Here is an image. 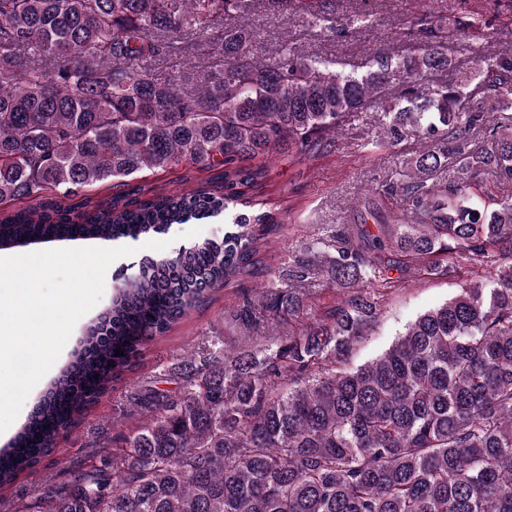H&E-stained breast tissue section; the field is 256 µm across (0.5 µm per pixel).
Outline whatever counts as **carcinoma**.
<instances>
[{
	"label": "carcinoma",
	"mask_w": 512,
	"mask_h": 512,
	"mask_svg": "<svg viewBox=\"0 0 512 512\" xmlns=\"http://www.w3.org/2000/svg\"><path fill=\"white\" fill-rule=\"evenodd\" d=\"M339 0H0V244L135 239L224 215L231 228L119 273L109 308L71 363L0 448L11 487L61 432L113 389L145 346L218 288L253 273L278 214L256 209L269 165L319 155L388 88L378 148L426 143L383 192L403 214L362 219L347 247L326 240L242 294L218 330L179 358L173 391L145 388L121 446L103 448L39 498L38 512H512V195L472 200L485 174L512 184V52L478 53L450 83L448 31L410 19L401 56L379 48L342 72L289 43L265 54L252 18L299 17L339 40L374 27ZM223 26L219 39L208 36ZM200 45L211 65L174 74L151 62ZM482 132L488 148L473 147ZM183 162L213 172L189 190L122 189ZM455 167L452 185L427 184ZM112 185L104 199L65 200ZM30 199L23 209L6 206ZM489 269L417 316L377 357L352 366L401 276ZM398 276H391L392 272ZM336 290L321 304L317 277ZM124 355H115L116 351Z\"/></svg>",
	"instance_id": "1"
}]
</instances>
